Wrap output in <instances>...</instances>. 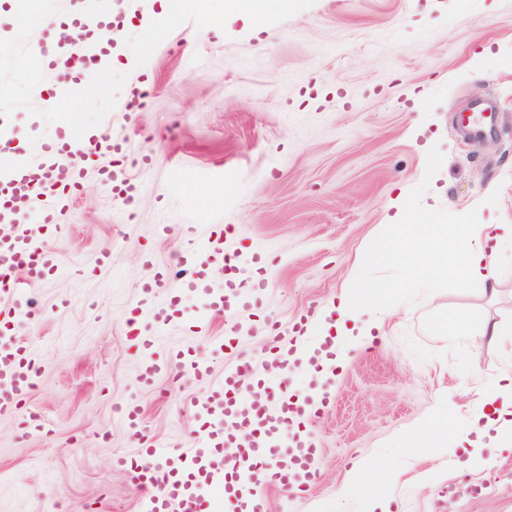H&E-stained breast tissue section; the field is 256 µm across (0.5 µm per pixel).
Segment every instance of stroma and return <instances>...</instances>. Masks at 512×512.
Segmentation results:
<instances>
[{
  "label": "stroma",
  "instance_id": "obj_1",
  "mask_svg": "<svg viewBox=\"0 0 512 512\" xmlns=\"http://www.w3.org/2000/svg\"><path fill=\"white\" fill-rule=\"evenodd\" d=\"M174 0H112L129 22L112 37L87 106L66 113L50 94L56 68L29 72L48 32L35 10L0 0V137L28 154L57 122L123 141L134 204L114 199L96 174L54 238L62 275L32 288L34 319L18 340L41 367L23 408L0 415V512H139L140 490L114 459L137 448L116 407L131 401L150 437L180 447L194 428L183 395L205 383L161 376L137 384L138 356L124 314L151 262L179 287L184 224L202 233L229 225L225 252L261 249L270 274L260 320L290 338L293 321L335 301L352 279L380 287L381 328L354 342L341 333L343 367L333 402L312 432L317 479L300 495L277 488L269 512H364L375 472L393 512H512V454L493 472L457 478L455 434L421 437L439 399L456 418L485 413V391L512 374V246L495 257L487 292L457 277L428 292L404 285L387 254L394 216L408 224H512V0H288L260 18L229 0H192L175 25L155 18ZM111 267L86 275L103 251ZM456 318L462 333L449 334ZM207 332L177 326L169 340L195 343L214 377L223 354ZM50 424L25 435L29 413ZM419 434L418 447L401 439ZM374 483V484H375Z\"/></svg>",
  "mask_w": 512,
  "mask_h": 512
}]
</instances>
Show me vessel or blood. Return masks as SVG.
<instances>
[{
    "label": "vessel or blood",
    "instance_id": "1",
    "mask_svg": "<svg viewBox=\"0 0 512 512\" xmlns=\"http://www.w3.org/2000/svg\"><path fill=\"white\" fill-rule=\"evenodd\" d=\"M110 2L72 0L67 20L81 27L111 24ZM123 152L122 142L112 137L83 139L63 126L37 145L29 162L18 159L10 141L0 142V263L13 274L7 302L0 305L1 415L25 402L40 371L29 345L11 331L16 322L33 315L28 287L59 272L50 237L64 231L60 219L90 168H97L117 201L135 196L138 187L119 162ZM27 215L47 227L49 236L22 225L20 219ZM185 260L193 276L182 288L170 289L164 267L142 283L137 303L128 310V333L142 356L139 384L152 385L164 371L207 382V395L182 402L198 427L185 447L165 448L144 438L139 407L121 404V419L140 446L138 457L123 461L122 467L145 494L143 512H267L270 488L299 495L314 481L319 450L309 425L324 414L331 394L321 390L291 396L276 413L269 412L268 403L275 389L285 388L296 364H306L315 377L324 376L336 360V341L326 336L304 346L300 338L313 328L308 316H301L293 326L294 340L262 351L265 376L256 381L250 359L236 354L240 336L234 331L214 349L235 355V363L225 368L220 381H211L209 366L194 345H166L170 329L188 308L194 311L195 327L201 328L226 311H252L256 304L242 295L236 269H226L220 288L207 277L210 267H223V234L196 241Z\"/></svg>",
    "mask_w": 512,
    "mask_h": 512
}]
</instances>
